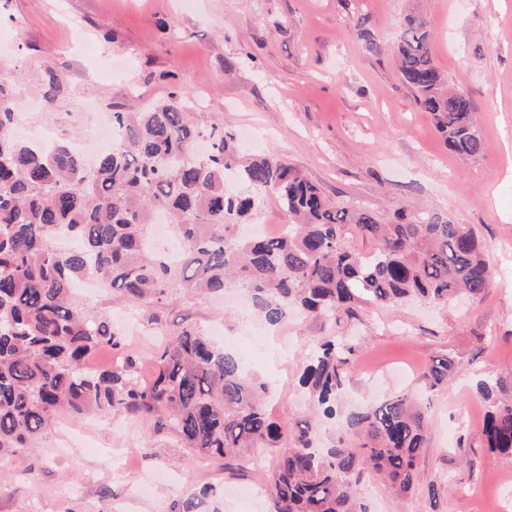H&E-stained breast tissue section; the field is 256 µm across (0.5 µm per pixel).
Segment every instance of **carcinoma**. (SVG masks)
<instances>
[{
  "instance_id": "carcinoma-1",
  "label": "carcinoma",
  "mask_w": 512,
  "mask_h": 512,
  "mask_svg": "<svg viewBox=\"0 0 512 512\" xmlns=\"http://www.w3.org/2000/svg\"><path fill=\"white\" fill-rule=\"evenodd\" d=\"M428 22L406 19L399 70L417 105L430 113L448 153L468 160L483 140L469 98L448 86L434 64ZM54 108L68 87L52 70L37 77ZM13 80L0 75V462L35 447L53 415L123 412L172 430L190 455L227 461L241 448H283L271 477L272 512H365L357 499L364 475H382L394 491L418 487L428 447V408L400 393L342 416L340 432L317 449L307 421L284 425L268 413L265 383L205 329L175 326L143 383L138 362L89 372L96 350L122 346L110 320L86 309L75 282L92 276L117 297L160 303L179 292L248 290L270 325L293 315L358 317L362 301L386 307L411 299L446 305L491 286L485 246L475 230L446 214L402 209L390 223L369 211L332 204L319 187L274 154L244 157L224 121L196 120L185 97L170 95L137 112H112L117 140L92 168L67 148L34 150L16 133ZM208 148L196 152L198 142ZM233 178L227 179V172ZM269 198L288 216L280 238H244L240 229ZM167 216L176 257L147 246L153 218ZM375 242L354 249L349 230ZM79 241L54 249L61 231ZM355 345L323 341L299 383L336 415ZM460 356L433 361L425 378L448 383ZM483 436L490 452L512 457V377L482 380Z\"/></svg>"
}]
</instances>
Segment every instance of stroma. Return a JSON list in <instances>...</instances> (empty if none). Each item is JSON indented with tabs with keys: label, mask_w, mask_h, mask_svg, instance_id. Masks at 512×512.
<instances>
[{
	"label": "stroma",
	"mask_w": 512,
	"mask_h": 512,
	"mask_svg": "<svg viewBox=\"0 0 512 512\" xmlns=\"http://www.w3.org/2000/svg\"><path fill=\"white\" fill-rule=\"evenodd\" d=\"M410 15L429 21L435 64L471 100L484 139L474 161L448 154L401 77L394 49ZM48 68L69 86L58 111L79 101L144 106L184 93L203 101L201 116L257 129L263 153L288 160L339 205L383 219L415 208L473 227L492 270V287L460 310L363 303L355 319L291 320L297 343L283 354L258 351L265 324L220 295H174L156 307L86 294L83 303L113 325L120 313H137L145 336L96 351L93 368L132 352L141 380H150L166 332L186 319L267 382L276 420L310 419L327 443L338 424L310 414L298 377L321 339H352L354 371L338 409L405 390L431 412L413 497L369 476L358 489L368 512L501 505L512 491V458L484 445L475 380L512 372V0H0V73L32 96L36 74ZM450 351L461 356L454 380L429 388L426 365ZM280 454L266 449L262 469L234 478L222 463L200 464L174 434L155 433L151 420L59 413L39 448L0 463V512H172L174 501L196 496L199 512H269V500L252 505L236 491L268 488Z\"/></svg>",
	"instance_id": "35a3bbf8"
}]
</instances>
